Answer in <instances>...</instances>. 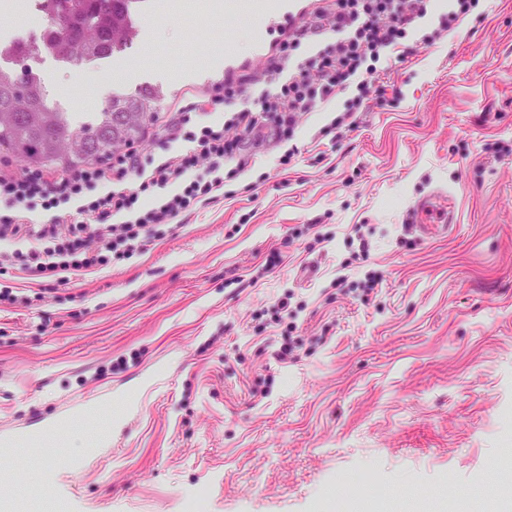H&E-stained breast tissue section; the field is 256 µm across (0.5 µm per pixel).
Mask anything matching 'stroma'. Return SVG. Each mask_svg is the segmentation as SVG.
Segmentation results:
<instances>
[{
	"mask_svg": "<svg viewBox=\"0 0 512 512\" xmlns=\"http://www.w3.org/2000/svg\"><path fill=\"white\" fill-rule=\"evenodd\" d=\"M167 0L123 53L18 63L75 126L149 86L157 112L261 70L270 0ZM356 128L224 169V194L151 251L54 289L0 274V512H497L512 488V0L377 65ZM286 147V148H287ZM452 191L421 238L413 201ZM379 283L371 293L367 275ZM345 286H336V278ZM287 312H277L281 299ZM293 351L276 356L285 342Z\"/></svg>",
	"mask_w": 512,
	"mask_h": 512,
	"instance_id": "stroma-1",
	"label": "stroma"
}]
</instances>
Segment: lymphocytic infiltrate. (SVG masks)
I'll return each instance as SVG.
<instances>
[{
	"label": "lymphocytic infiltrate",
	"instance_id": "obj_1",
	"mask_svg": "<svg viewBox=\"0 0 512 512\" xmlns=\"http://www.w3.org/2000/svg\"><path fill=\"white\" fill-rule=\"evenodd\" d=\"M470 0H323L296 27L261 72L244 74L223 96L202 99L163 118L168 143L157 161L143 164L131 145L109 161L63 173L0 165V271L13 269L32 285L66 284L99 271L112 260L148 252L165 226L214 202L224 187V167L245 171L251 156L290 139L298 117L356 88L341 116L322 128L331 134L357 125L369 80L381 56L394 51L411 28L430 21L420 41L430 46L453 29ZM304 57H297V50ZM224 107L221 122L194 124L195 114ZM154 195L150 206L142 195ZM49 223L34 224L36 211Z\"/></svg>",
	"mask_w": 512,
	"mask_h": 512
}]
</instances>
